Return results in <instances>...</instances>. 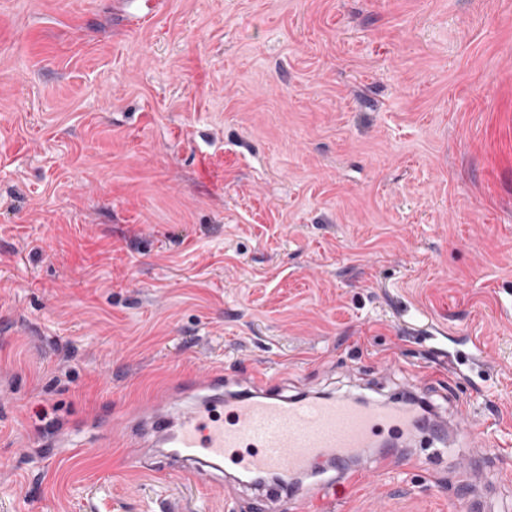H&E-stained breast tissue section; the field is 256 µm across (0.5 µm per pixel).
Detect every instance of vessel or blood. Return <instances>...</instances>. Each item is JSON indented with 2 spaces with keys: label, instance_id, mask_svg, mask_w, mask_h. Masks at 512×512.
I'll return each instance as SVG.
<instances>
[{
  "label": "vessel or blood",
  "instance_id": "b4317fda",
  "mask_svg": "<svg viewBox=\"0 0 512 512\" xmlns=\"http://www.w3.org/2000/svg\"><path fill=\"white\" fill-rule=\"evenodd\" d=\"M247 385V394L225 393L223 374L208 370L113 421L125 437L128 461L174 460L199 484L223 470L243 486L273 474L291 486L292 512H300L315 492L298 486L299 476L333 463L339 473L328 478L327 487L344 490L363 476L361 460L384 463L393 458V449L378 447V438L442 443L448 434L469 430L464 412L455 422L426 420L414 429L399 401L362 404L348 395L291 399L273 391L268 376L257 369Z\"/></svg>",
  "mask_w": 512,
  "mask_h": 512
}]
</instances>
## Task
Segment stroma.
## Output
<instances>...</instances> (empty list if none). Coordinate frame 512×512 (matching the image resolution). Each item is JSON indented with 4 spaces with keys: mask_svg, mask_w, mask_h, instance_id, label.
<instances>
[{
    "mask_svg": "<svg viewBox=\"0 0 512 512\" xmlns=\"http://www.w3.org/2000/svg\"><path fill=\"white\" fill-rule=\"evenodd\" d=\"M124 14L0 0V512H283L101 426L207 369L467 412L333 512H454L471 453L512 470V0Z\"/></svg>",
    "mask_w": 512,
    "mask_h": 512,
    "instance_id": "35a3bbf8",
    "label": "stroma"
}]
</instances>
